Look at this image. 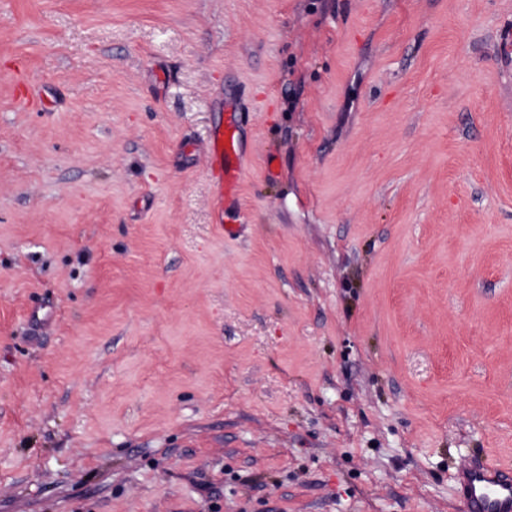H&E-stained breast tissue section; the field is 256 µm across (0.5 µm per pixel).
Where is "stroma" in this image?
Here are the masks:
<instances>
[{"mask_svg": "<svg viewBox=\"0 0 512 512\" xmlns=\"http://www.w3.org/2000/svg\"><path fill=\"white\" fill-rule=\"evenodd\" d=\"M508 32L512 0H0V512H463L459 463L512 468ZM204 156L207 175L216 191V199L224 215V203L237 202L244 175L238 129L234 122H227L212 129Z\"/></svg>", "mask_w": 512, "mask_h": 512, "instance_id": "1", "label": "stroma"}]
</instances>
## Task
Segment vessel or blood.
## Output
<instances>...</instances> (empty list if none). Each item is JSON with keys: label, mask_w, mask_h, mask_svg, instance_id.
Instances as JSON below:
<instances>
[{"label": "vessel or blood", "mask_w": 512, "mask_h": 512, "mask_svg": "<svg viewBox=\"0 0 512 512\" xmlns=\"http://www.w3.org/2000/svg\"><path fill=\"white\" fill-rule=\"evenodd\" d=\"M204 156L218 203L237 202L244 167L235 123L227 122L212 129ZM457 485L465 512H512L510 469L464 465L457 471Z\"/></svg>", "instance_id": "b4317fda"}]
</instances>
